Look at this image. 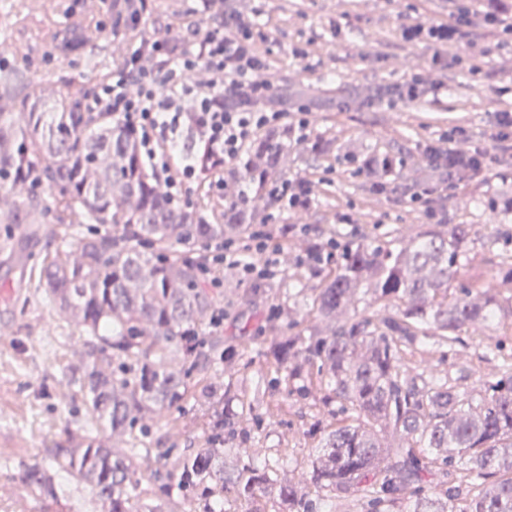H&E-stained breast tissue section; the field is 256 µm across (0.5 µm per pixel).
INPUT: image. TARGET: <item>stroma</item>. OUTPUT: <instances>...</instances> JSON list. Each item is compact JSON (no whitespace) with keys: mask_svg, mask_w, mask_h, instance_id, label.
Returning a JSON list of instances; mask_svg holds the SVG:
<instances>
[{"mask_svg":"<svg viewBox=\"0 0 512 512\" xmlns=\"http://www.w3.org/2000/svg\"><path fill=\"white\" fill-rule=\"evenodd\" d=\"M234 6L267 37L262 52L277 98L309 114L307 138L285 140L279 176L306 182L312 202L279 217L291 230L279 240L276 278L255 283L233 270L216 272L208 291L224 324L205 325L202 335L257 349L268 340L270 321L284 327L292 318L300 328L330 333L333 322L316 321L309 294L317 267L330 262L300 263L315 240L405 243L439 224H471L476 239L459 280L512 293L498 276L500 254L512 252V215L485 205L492 196L512 195V144L496 140L498 114L512 112V40L485 26L483 0L471 4L474 46L450 48L440 66L436 45L406 40L402 27L449 19L456 0H234ZM210 20L200 0H148L135 23L120 13L118 0H0V65L51 85L63 76L97 88V69L124 62L155 30L176 34ZM84 24L104 30L106 39L89 43L85 56H61L59 40ZM474 48L486 53L476 75L464 63ZM413 75L421 85L410 97L403 86ZM460 128L467 149L483 154L485 164L448 191L429 149ZM373 155L395 161L381 187L356 170V160ZM57 245L49 225L0 224V512H104L88 484L54 461V449L73 447L83 436L112 440L106 425L86 419L70 382L91 359L87 338L36 286L42 259ZM469 360L442 347L414 353L409 363L436 379L454 377L470 392L476 377ZM315 373L306 367L288 390L269 386L254 366L233 380L260 398L245 425L250 462L282 457L300 486L319 441L313 430L330 419L324 390L310 382ZM223 382L217 372L190 373L180 407L146 418L170 462L203 447L210 415L199 396ZM33 464L58 483L56 497L36 496L22 482Z\"/></svg>","mask_w":512,"mask_h":512,"instance_id":"35a3bbf8","label":"stroma"}]
</instances>
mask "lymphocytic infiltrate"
<instances>
[{
  "label": "lymphocytic infiltrate",
  "mask_w": 512,
  "mask_h": 512,
  "mask_svg": "<svg viewBox=\"0 0 512 512\" xmlns=\"http://www.w3.org/2000/svg\"><path fill=\"white\" fill-rule=\"evenodd\" d=\"M472 12L459 6L449 21L403 27L406 40L429 37L445 47L472 35ZM154 65L144 68L142 57ZM248 24L226 16L206 30L188 28L178 36L159 32L131 54L112 83L93 101L129 128L152 170L162 173L161 186L172 207L186 203L189 186L207 182L219 169L235 170L266 130L283 127L296 140L308 136L304 110L269 108L274 85ZM264 199L277 210L305 207L310 192L303 182L264 180L239 191L236 206ZM211 266L237 270L247 280H266L279 273L276 247L263 229L246 241H216L207 246Z\"/></svg>",
  "instance_id": "lymphocytic-infiltrate-1"
}]
</instances>
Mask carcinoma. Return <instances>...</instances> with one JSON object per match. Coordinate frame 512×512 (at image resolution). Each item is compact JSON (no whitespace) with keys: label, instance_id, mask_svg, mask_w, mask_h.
Segmentation results:
<instances>
[{"label":"carcinoma","instance_id":"obj_1","mask_svg":"<svg viewBox=\"0 0 512 512\" xmlns=\"http://www.w3.org/2000/svg\"><path fill=\"white\" fill-rule=\"evenodd\" d=\"M90 40L76 27L58 49L76 54ZM18 79L17 71L0 68V224L17 223L13 190L28 184L51 192L50 210L34 191L26 196L33 223L63 226L38 287L89 336L93 360L75 378L86 415L124 438L121 448L83 438L56 449L55 459L90 484L107 512H184L186 497L221 496L229 488L250 499L262 487L276 489L281 512H319L338 502L352 512H512V356L496 346L476 354L470 372L483 388L478 398L428 379L406 360V352L428 346L465 348L464 328L495 320L497 293L457 281L460 258L473 244L472 224L427 231L399 248L378 241L346 247L312 288L322 320H336L366 285L383 313L353 317L328 335L272 328L258 353L272 382L286 385L316 364L317 386L339 403L308 461L315 497L277 463L224 457V445L240 438V424L259 406L228 385L222 396L216 387L202 395L212 408L210 433L177 469L184 496L134 507L146 493L140 466L168 456L149 447L136 425L178 407L186 391L188 372L169 368V354H181L192 370L222 366L226 375L246 357L198 335L214 313L201 279L208 257L202 250L182 256L178 248L222 240L228 227L249 231L253 208L225 211L224 224L173 208L130 132L112 113L89 108L90 89L60 78L66 92L52 105L60 119L46 134V89L31 80L19 97ZM283 147L278 131L268 133L244 177L277 175ZM105 361L112 362L109 372ZM24 480L32 491L55 496L42 467H27Z\"/></svg>","mask_w":512,"mask_h":512}]
</instances>
